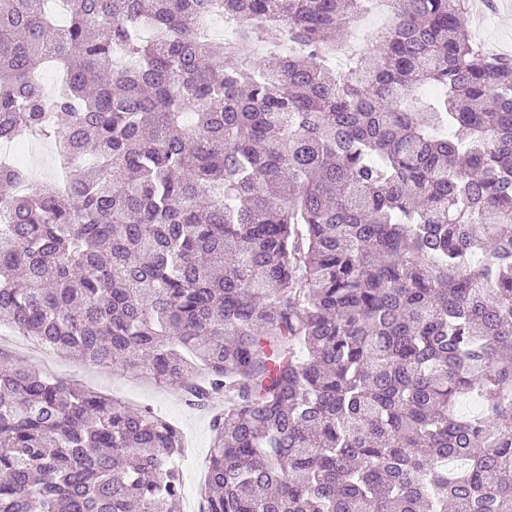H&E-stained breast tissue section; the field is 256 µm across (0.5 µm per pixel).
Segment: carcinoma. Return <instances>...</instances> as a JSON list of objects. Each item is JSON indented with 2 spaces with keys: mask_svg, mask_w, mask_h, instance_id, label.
<instances>
[{
  "mask_svg": "<svg viewBox=\"0 0 512 512\" xmlns=\"http://www.w3.org/2000/svg\"><path fill=\"white\" fill-rule=\"evenodd\" d=\"M465 2L393 0L340 70L371 0H0V140L72 184L0 167V327L224 399L207 512H512V57ZM182 452L0 373V512H172ZM52 149L49 146H36L34 156L24 164V166L31 172H37L36 177L38 181L49 180L53 177V169L51 167Z\"/></svg>",
  "mask_w": 512,
  "mask_h": 512,
  "instance_id": "1",
  "label": "carcinoma"
}]
</instances>
